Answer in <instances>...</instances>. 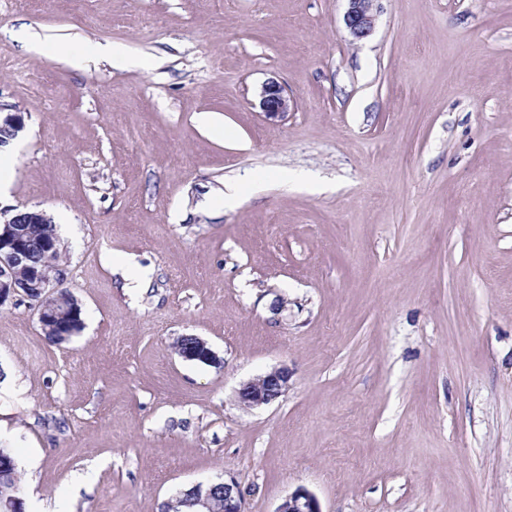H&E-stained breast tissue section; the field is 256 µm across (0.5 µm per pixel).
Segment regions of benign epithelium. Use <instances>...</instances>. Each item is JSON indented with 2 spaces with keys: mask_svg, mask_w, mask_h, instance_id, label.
Segmentation results:
<instances>
[{
  "mask_svg": "<svg viewBox=\"0 0 512 512\" xmlns=\"http://www.w3.org/2000/svg\"><path fill=\"white\" fill-rule=\"evenodd\" d=\"M349 7L344 22L350 33L357 39L367 37L374 27L375 0H348ZM260 105L269 118H283L288 114L289 100L281 85L271 80L261 90ZM25 120L20 112H15L0 103V130L10 131L8 140L0 141V148L18 138L24 130ZM52 220L42 210L16 211L12 215L0 210V307L6 303H17L25 299L36 302V312L41 328L52 330L64 338L75 333L76 328L58 319L53 302L66 279L65 268L48 259L55 251V240L45 239L40 249L46 259L35 263L32 246L21 224H45ZM187 361L211 365L220 363L216 353L208 343L195 337L193 347L181 352ZM291 372L286 367L275 368L264 375L241 385L237 392L238 402L247 409L267 406L288 390ZM218 491L223 492L224 512H247L245 499L238 484L231 478L197 484L182 491L190 496L196 512H212V498ZM276 512H322L318 499L304 488L288 495Z\"/></svg>",
  "mask_w": 512,
  "mask_h": 512,
  "instance_id": "7a95c632",
  "label": "benign epithelium"
}]
</instances>
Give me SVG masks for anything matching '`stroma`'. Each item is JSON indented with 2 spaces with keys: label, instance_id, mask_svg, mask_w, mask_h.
Returning a JSON list of instances; mask_svg holds the SVG:
<instances>
[{
  "label": "stroma",
  "instance_id": "obj_1",
  "mask_svg": "<svg viewBox=\"0 0 512 512\" xmlns=\"http://www.w3.org/2000/svg\"><path fill=\"white\" fill-rule=\"evenodd\" d=\"M0 0L25 116L4 210L50 214L83 328L0 307L26 512H512V0ZM122 46L78 70L45 38ZM280 83L286 117L259 93ZM242 197L227 209L228 182ZM198 336L220 362L182 359ZM285 366L287 393L240 407ZM349 7L344 22L350 33L357 39L367 37L374 27L375 0H347ZM260 105L269 118H284L290 107L283 88L274 80L267 82L262 87ZM290 377L287 367H279L251 379L239 388L238 402L247 409L267 406L287 392ZM218 491H223V497H218L219 505L216 512H247L245 507V499L238 487V484L232 479H219L218 481H210L206 484H197L191 488L182 491L176 498L181 495H189L191 502L196 506L193 512H212V498ZM276 512H323L318 499L304 488L288 495L278 506Z\"/></svg>",
  "mask_w": 512,
  "mask_h": 512
}]
</instances>
